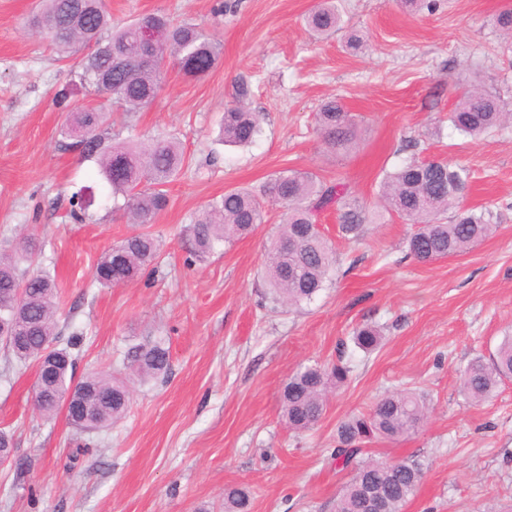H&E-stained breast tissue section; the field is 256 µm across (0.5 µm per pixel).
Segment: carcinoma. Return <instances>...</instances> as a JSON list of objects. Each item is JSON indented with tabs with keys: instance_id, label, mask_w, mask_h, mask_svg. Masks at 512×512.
Masks as SVG:
<instances>
[{
	"instance_id": "carcinoma-1",
	"label": "carcinoma",
	"mask_w": 512,
	"mask_h": 512,
	"mask_svg": "<svg viewBox=\"0 0 512 512\" xmlns=\"http://www.w3.org/2000/svg\"><path fill=\"white\" fill-rule=\"evenodd\" d=\"M29 25L49 39L60 60L73 61L69 74L78 78L89 96L88 101L68 108L62 134L73 142L66 147L77 149L85 160L96 161L112 194L123 196V209L133 223H152L168 206L163 187L185 162L181 143L174 137L156 138L148 144L109 142L105 128L108 109L98 98L108 96L111 108L117 111L136 112L148 106L161 89L164 55L173 57L184 77L200 79L217 66L221 43L195 24L174 22L160 13L114 26L102 0H39ZM307 25L318 35L338 31L342 17L334 0H320ZM146 29L164 30L165 40L145 45ZM249 95L248 85L239 84L236 103L224 108L222 134L228 145H249L260 132L258 115L245 105ZM504 118L498 100L482 89L465 92L449 115L457 131L474 139ZM317 122L327 149L347 153L356 147L358 125L341 100L322 103ZM468 178L465 167L443 160L410 161L383 175L380 197L385 207L415 226L408 249L417 261L464 253L490 233L492 224L485 212L462 205ZM264 195L283 206L268 252V285L290 306L309 302L325 288L336 264L335 252L316 224L317 213L336 206L339 232L349 240L362 236L369 216L356 201L347 199L345 184L327 183L311 172H280L267 182ZM93 203L94 195L74 193L72 216L83 219ZM450 209L455 210L452 220L442 221ZM264 222V207L254 193L229 190L191 225L190 254L200 257L215 244L245 237ZM159 253L160 243L153 234H132L102 253L96 280L106 287L134 281L157 261ZM31 257L28 243L0 251V335L21 364L39 360L47 350L60 358L52 382L53 398L45 400L43 391L36 390L37 410L50 416L62 406L71 386H86L110 389L114 398L110 405L90 404L85 423L70 420L74 427L97 429L121 419L130 404L124 383L110 374L74 380L72 349L81 339L74 336L67 347H57V285L48 275L26 267ZM352 342L369 352L379 345L380 333L364 325L356 329ZM124 364L142 379L153 378L168 370L169 352L159 344L135 345L126 351ZM350 373L341 356L330 366L304 365L292 373L281 394L288 428L302 432L314 426L324 412L328 389L347 383ZM505 378H512V336L502 339L491 364L477 357L457 371L459 391L474 403L486 400ZM426 412V401L420 395L403 390L382 396L369 413L350 416L341 423L330 458L339 470L350 471L351 478L336 500V512H366L368 499L375 503V512H400L420 484L423 463L411 457L370 460L364 447L374 439L395 440L417 430ZM249 507L248 491L232 488L224 493V512H248Z\"/></svg>"
}]
</instances>
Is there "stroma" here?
I'll return each instance as SVG.
<instances>
[{
    "mask_svg": "<svg viewBox=\"0 0 512 512\" xmlns=\"http://www.w3.org/2000/svg\"><path fill=\"white\" fill-rule=\"evenodd\" d=\"M38 2L0 0V243L31 238L34 268L58 283V337L84 336L76 379L114 373L131 401L122 419L93 432L65 411L45 416L32 401L36 363L15 369L0 346V430L28 464L22 474L0 467V512H224L231 487L249 491L250 512H334L349 479L329 459L338 426L405 387L424 394L427 420L366 446L375 459L424 461L403 512H512V380L478 404L456 383L460 367L512 334V119L477 139L448 120L474 87L512 109V46L494 25L512 0H437L418 12L396 0H336L345 28L326 38L305 25L319 0H105L113 23L158 12L198 24L223 46L199 80L166 60L158 97L107 121L113 141L170 136L186 154L149 226L161 244L155 274L112 288L95 282L97 262L139 227L95 162L64 145L57 94L70 77L26 27ZM353 30L365 36L361 49L347 45ZM242 82L261 132L231 147L219 125ZM331 98L358 122L359 145L346 156L327 151L315 121ZM412 159L469 168L463 204L491 211L496 223L466 253L418 262L411 225L379 204L383 174ZM287 169L343 178L375 215L354 241L340 237L335 208L321 211L335 274L293 308L265 278L281 208L267 207L251 235L189 257L198 215L237 187L262 194ZM86 186L95 203L77 221L69 201ZM366 324L380 330V345L349 348V382L329 394L312 429L290 430L281 409L288 376L336 362L339 340ZM155 341L168 348L170 369L144 383L123 357Z\"/></svg>",
    "mask_w": 512,
    "mask_h": 512,
    "instance_id": "stroma-1",
    "label": "stroma"
}]
</instances>
